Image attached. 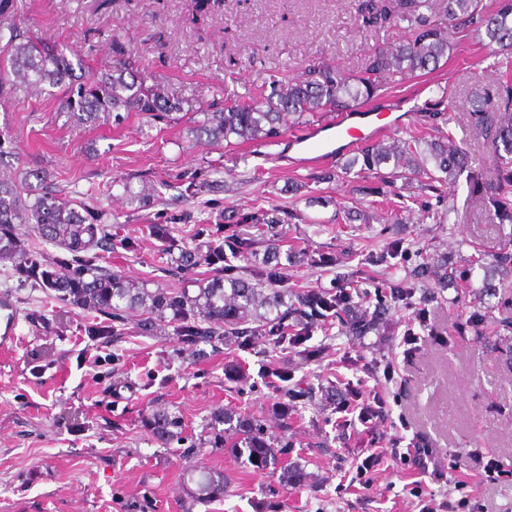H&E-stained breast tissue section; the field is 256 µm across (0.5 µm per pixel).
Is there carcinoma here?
I'll return each instance as SVG.
<instances>
[{
	"mask_svg": "<svg viewBox=\"0 0 512 512\" xmlns=\"http://www.w3.org/2000/svg\"><path fill=\"white\" fill-rule=\"evenodd\" d=\"M445 20H439L428 0H357L356 13L360 27L380 30L408 23L409 38L375 47L364 59L360 70L347 72L339 67L309 61L295 76L286 81L274 80L269 88H260L250 103L215 102L192 111L195 132L206 137L204 145L226 147L244 143L263 145L282 136L288 128L308 117L339 112L360 102L385 97V76L389 73L413 74L437 67L453 49L455 35L468 29L484 32L489 42L498 46V59L492 68L499 71L497 87L499 103L489 108L490 90L482 86L471 92L469 119L480 133L492 138L499 155L494 173L483 177L469 168L467 149L457 143L444 126L451 121L452 104L447 92L424 104L422 111L441 121L436 134L413 130L405 137L390 136L368 145L354 156L348 168L359 167L356 176L364 182L358 191L384 194L388 184L380 175L383 164L393 163L391 178H423L418 203L427 218L436 224L446 221L455 211V204L439 186L449 179L466 175L475 184L494 210L499 223H512V0H498L497 8L488 11L481 0H443ZM0 54L6 65H0V101L26 98L44 91V86L65 88L61 111L77 123H96L102 119H122L121 112H138L148 119L180 120L183 101L169 97L152 82L150 73L136 59L128 58L102 72H89L76 81L73 66L60 46L40 38L15 22L0 26ZM28 173L0 171V264L9 263L39 288L55 292V298L87 311L109 316L119 323L126 311H143L146 318L141 330L156 332L165 326L174 327L176 335L195 347L214 346L225 335L246 342L258 323L275 342H302L298 335L288 337L289 311H296L310 320L322 311L354 307L351 295L326 296L313 290L294 294L296 307H288V292L265 288L252 276L243 275L240 267L230 263L224 254L229 246L237 257L238 242L227 236L201 255L182 252L184 266L209 265L222 274L189 290L177 292L148 291L92 263L88 253L107 244L102 217L77 210L70 202L50 191L31 197ZM277 216L267 220L269 234L266 248L265 281L271 283L277 273ZM27 228L42 241L69 254L61 260L41 263L24 250L18 226ZM89 336L107 344L122 336L116 326L93 324ZM210 439L192 442L190 447L207 444L248 451V461L264 463L270 454L260 421L221 409L214 414ZM149 427L158 441L167 445L184 441L179 417L165 410H155L148 418ZM196 501L207 502L224 496V478L202 472L196 479Z\"/></svg>",
	"mask_w": 512,
	"mask_h": 512,
	"instance_id": "1",
	"label": "carcinoma"
}]
</instances>
